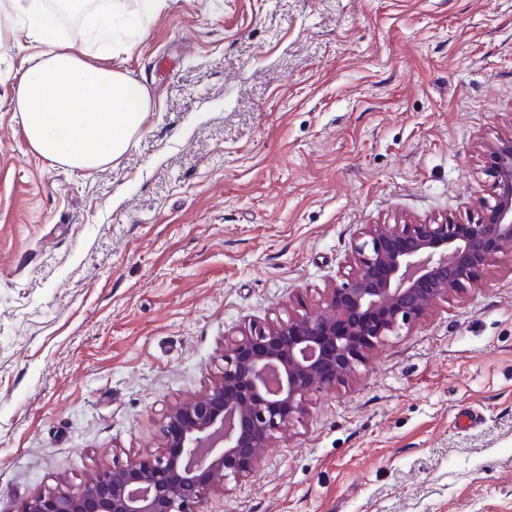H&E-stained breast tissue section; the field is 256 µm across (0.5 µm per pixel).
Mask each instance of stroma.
I'll use <instances>...</instances> for the list:
<instances>
[{
  "mask_svg": "<svg viewBox=\"0 0 512 512\" xmlns=\"http://www.w3.org/2000/svg\"><path fill=\"white\" fill-rule=\"evenodd\" d=\"M0 18V512L161 449L224 343L313 308L365 225L476 218L512 128V0H118L89 43L145 84L119 157L36 153L40 51ZM203 512H512V260L310 396Z\"/></svg>",
  "mask_w": 512,
  "mask_h": 512,
  "instance_id": "1",
  "label": "stroma"
}]
</instances>
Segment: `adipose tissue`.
<instances>
[{
	"label": "adipose tissue",
	"mask_w": 512,
	"mask_h": 512,
	"mask_svg": "<svg viewBox=\"0 0 512 512\" xmlns=\"http://www.w3.org/2000/svg\"><path fill=\"white\" fill-rule=\"evenodd\" d=\"M28 37L41 45L38 60L17 71L14 110L31 147L77 169L119 157L141 130L150 110L148 89L85 52L91 41L112 38V18L88 11L67 41L58 18L40 0L26 10Z\"/></svg>",
	"instance_id": "obj_1"
}]
</instances>
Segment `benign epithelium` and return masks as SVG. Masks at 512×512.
<instances>
[{
    "label": "benign epithelium",
    "mask_w": 512,
    "mask_h": 512,
    "mask_svg": "<svg viewBox=\"0 0 512 512\" xmlns=\"http://www.w3.org/2000/svg\"><path fill=\"white\" fill-rule=\"evenodd\" d=\"M483 152L494 191L477 219L367 225L352 246L351 275L317 308L227 343L208 391L168 410L162 453L115 462L78 494L40 492L17 512H201L210 491L255 472L312 393L353 378L387 337L512 258V130Z\"/></svg>",
    "instance_id": "7a95c632"
}]
</instances>
